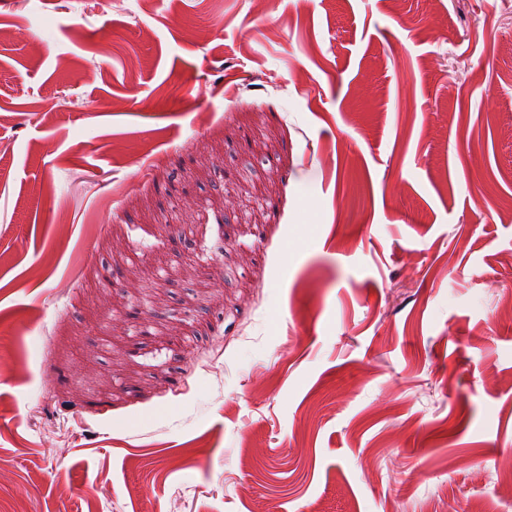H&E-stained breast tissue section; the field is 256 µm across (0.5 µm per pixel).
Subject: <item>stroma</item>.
<instances>
[{
	"mask_svg": "<svg viewBox=\"0 0 512 512\" xmlns=\"http://www.w3.org/2000/svg\"><path fill=\"white\" fill-rule=\"evenodd\" d=\"M0 512H512V0H0Z\"/></svg>",
	"mask_w": 512,
	"mask_h": 512,
	"instance_id": "1",
	"label": "stroma"
}]
</instances>
